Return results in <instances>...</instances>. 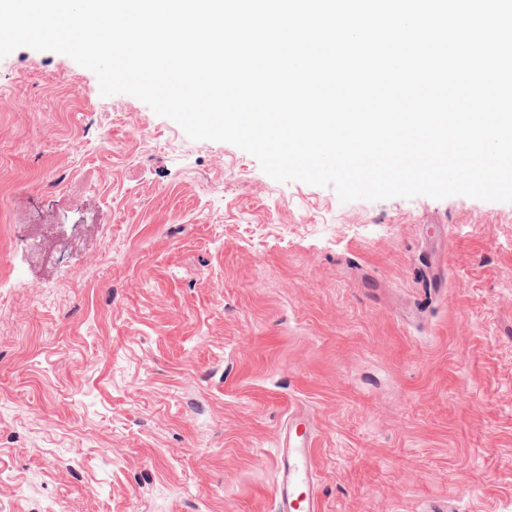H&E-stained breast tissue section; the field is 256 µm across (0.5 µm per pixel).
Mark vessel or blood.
I'll list each match as a JSON object with an SVG mask.
<instances>
[{
  "label": "vessel or blood",
  "instance_id": "obj_1",
  "mask_svg": "<svg viewBox=\"0 0 512 512\" xmlns=\"http://www.w3.org/2000/svg\"><path fill=\"white\" fill-rule=\"evenodd\" d=\"M271 512H320L311 483V447L306 434L288 437L279 458Z\"/></svg>",
  "mask_w": 512,
  "mask_h": 512
}]
</instances>
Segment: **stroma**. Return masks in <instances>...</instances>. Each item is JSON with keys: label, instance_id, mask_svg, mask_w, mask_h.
Returning a JSON list of instances; mask_svg holds the SVG:
<instances>
[{"label": "stroma", "instance_id": "stroma-1", "mask_svg": "<svg viewBox=\"0 0 512 512\" xmlns=\"http://www.w3.org/2000/svg\"><path fill=\"white\" fill-rule=\"evenodd\" d=\"M293 425L321 512H512V203H344L0 59V512H268Z\"/></svg>", "mask_w": 512, "mask_h": 512}]
</instances>
